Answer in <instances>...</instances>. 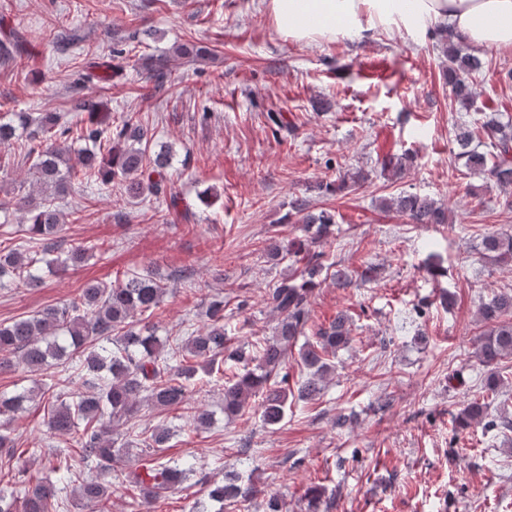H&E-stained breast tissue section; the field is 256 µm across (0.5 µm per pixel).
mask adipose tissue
<instances>
[{
  "label": "adipose tissue",
  "instance_id": "adipose-tissue-1",
  "mask_svg": "<svg viewBox=\"0 0 512 512\" xmlns=\"http://www.w3.org/2000/svg\"><path fill=\"white\" fill-rule=\"evenodd\" d=\"M267 10L297 43L443 22L471 47L512 50V0H268Z\"/></svg>",
  "mask_w": 512,
  "mask_h": 512
}]
</instances>
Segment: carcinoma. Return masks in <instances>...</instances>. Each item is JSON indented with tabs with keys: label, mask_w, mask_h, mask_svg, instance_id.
I'll use <instances>...</instances> for the list:
<instances>
[{
	"label": "carcinoma",
	"mask_w": 512,
	"mask_h": 512,
	"mask_svg": "<svg viewBox=\"0 0 512 512\" xmlns=\"http://www.w3.org/2000/svg\"><path fill=\"white\" fill-rule=\"evenodd\" d=\"M435 49L446 62L443 78L451 88L454 101L468 107L472 98L469 77L482 68L481 60L448 32L436 29ZM177 57L193 59L205 51L192 42L173 46ZM150 78L161 87L169 80L168 58L160 56L148 63ZM71 119L58 112H45L33 118L27 112H7L0 117V145L11 143L19 129L36 125V133L23 144L25 158L40 185V197L12 196L0 199V212L9 209L25 213L23 245L0 246V281L9 279L29 287L40 285L41 267L50 272L76 266L99 249L90 244L66 249L59 232L64 214L58 200L77 175L86 182L110 184L119 179L134 197L159 196L167 189L166 169L173 159L172 150L162 148L147 154L149 131L127 121L113 124L99 112V101L84 96L73 105ZM85 143L77 151V165L70 164L67 149L60 140L70 136ZM472 132L456 134L464 147L460 158L470 173L485 187L496 186L507 193L506 208H512V120H502L498 112H486L478 127L483 149H467ZM412 165L406 153L382 164V172L396 176ZM366 180L360 172L344 175L340 182L325 185L329 194L358 185ZM288 219L294 220L303 238L289 242L275 240L267 255L277 261L291 258L288 273L265 292L266 307L278 317L273 336L253 345L232 347L224 324V300H213L206 312L209 323L187 337L177 336L170 348L155 335L141 316L152 315L166 293L167 284L151 268L123 274L115 282L89 283L67 304L49 306L35 316L0 325V368L18 361L27 372L37 374L49 360H60L73 349L79 354L78 370L89 392L65 397L55 387L25 390L10 397L0 396V417H10L34 400L47 408L46 425L55 435L68 436L79 458L95 462L99 476L86 479L73 464L51 465L48 472L58 475L30 477L24 483V496L0 491V512H58L63 505L62 488L75 484L80 506L91 512H108L110 501L106 477L112 464L126 456L134 435L146 448H161L173 434L171 427L159 424L151 430H136L135 418L144 403L162 411L180 410L194 428L211 427L214 412L189 403V382L198 372L224 382L222 411L228 418L242 416L253 401H258L263 425L276 426L286 417L288 398L313 400L324 389L335 371L329 356L350 340L352 317L340 311L306 338L310 319V298L322 273L332 271V278L342 287L351 285L353 275L345 267L324 263V253L316 246L333 234L335 215L310 210L309 200L297 197L290 204ZM380 207L405 216L411 224H446L448 210L433 199L417 193L402 192L383 199ZM483 257L495 264L512 262V234L488 233L482 237ZM484 325L478 343V359L486 368L483 388L494 392L501 379V360L512 356V291H500L481 301L478 308ZM305 337L299 355L307 369L297 390L288 387V348ZM243 364V371L224 375L225 361ZM485 401L474 399L460 413L459 423L467 426L482 422L488 431H512V420L487 419ZM126 431H121V428ZM144 478L139 482V497L145 512H155L159 499L178 489L191 468L172 465L160 458L142 463ZM255 486L238 475L208 485L207 496L221 504L237 506L251 501Z\"/></svg>",
	"instance_id": "cac0c4a2"
}]
</instances>
